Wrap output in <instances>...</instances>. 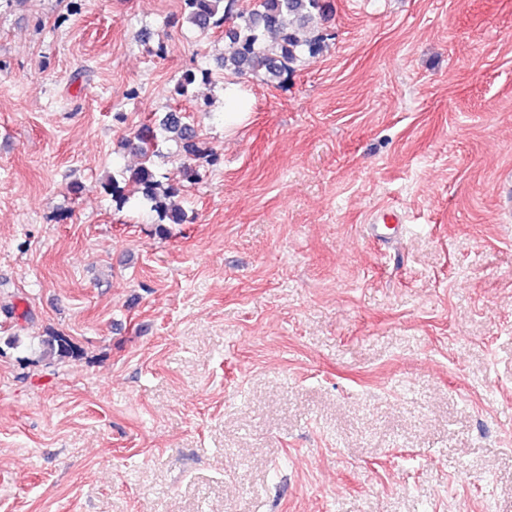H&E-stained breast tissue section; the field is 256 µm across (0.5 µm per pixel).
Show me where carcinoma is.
<instances>
[{"mask_svg": "<svg viewBox=\"0 0 512 512\" xmlns=\"http://www.w3.org/2000/svg\"><path fill=\"white\" fill-rule=\"evenodd\" d=\"M185 19L205 34L215 27H224L227 47L219 58L224 70L237 75L264 72L277 79L305 55L312 57L320 52L322 38L306 35V28L313 22L322 6L320 0H255L246 11L233 12L232 0H183ZM208 70L185 71L177 80L173 92L177 96L188 93L198 82H208ZM168 133L183 142V150L194 160L209 165L217 162V155L189 138L187 127L170 115L159 124H142L124 141V146L139 153L141 164L128 172L121 170L108 175L101 182L104 193L121 204L129 200L128 184L137 188L142 205L158 216V230L166 234L167 224H182L185 213L176 203L180 189L164 185L156 178L154 157L159 154V134ZM44 354L59 360L73 355L75 347L64 336L49 335L40 340Z\"/></svg>", "mask_w": 512, "mask_h": 512, "instance_id": "cac0c4a2", "label": "carcinoma"}]
</instances>
